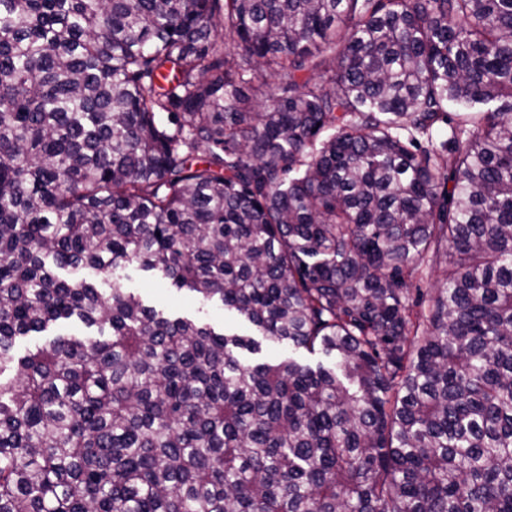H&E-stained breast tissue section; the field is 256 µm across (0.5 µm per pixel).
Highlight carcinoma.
I'll list each match as a JSON object with an SVG mask.
<instances>
[{
    "label": "carcinoma",
    "instance_id": "carcinoma-1",
    "mask_svg": "<svg viewBox=\"0 0 512 512\" xmlns=\"http://www.w3.org/2000/svg\"><path fill=\"white\" fill-rule=\"evenodd\" d=\"M7 363L0 512H512V0H0ZM124 288L138 296L142 302L170 318L188 317L226 334L248 336L260 343V350L252 352L238 349L239 355L253 363H274L288 356V346L266 340L255 326L235 312L224 310L220 301L203 303L186 288L177 289L171 281L154 270H144L137 265L118 269Z\"/></svg>",
    "mask_w": 512,
    "mask_h": 512
}]
</instances>
